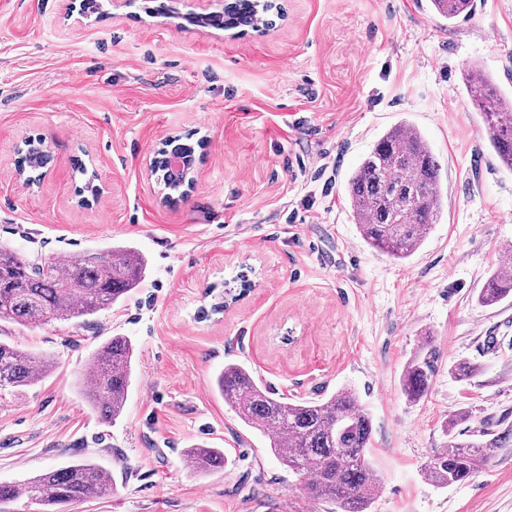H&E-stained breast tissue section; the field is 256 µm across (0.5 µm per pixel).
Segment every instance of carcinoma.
<instances>
[{
    "label": "carcinoma",
    "mask_w": 512,
    "mask_h": 512,
    "mask_svg": "<svg viewBox=\"0 0 512 512\" xmlns=\"http://www.w3.org/2000/svg\"><path fill=\"white\" fill-rule=\"evenodd\" d=\"M439 17L450 22L469 16L474 0H431ZM276 5L236 0L223 24L234 27L273 25L268 13ZM466 88L488 133L500 165L512 171V97L489 76L467 69ZM195 147L188 136L163 144L153 166L161 174L164 198L189 181ZM51 155L42 138L25 141L18 169L34 174ZM442 166L419 130L403 123L385 132L350 175L345 191L363 241L396 260L409 258L422 245L442 206ZM146 263L128 247L78 256H51L33 261L21 249L0 247V323L71 321L108 309L138 286ZM512 295V266L501 264L486 278L478 299L494 306ZM136 349L126 336H114L97 350L91 379L84 383L93 411L108 424L125 411L132 384ZM55 368L44 355L0 339V389L36 384ZM432 365L409 363L400 379L410 402L427 395ZM214 388L248 426L263 432L270 451L289 472L305 479L315 497L338 504L342 512H367L379 491L376 472L366 455L372 420L357 393L341 390L327 398H290L276 393L239 363L224 364ZM458 417L444 425L448 445L434 455L427 476L439 485L463 482L482 469L491 448L512 447V425L480 432L482 439L456 440ZM184 458L197 474L224 468V449L198 444ZM112 492V475L88 460L44 470L22 484L0 483V504L26 497L41 512H68V506Z\"/></svg>",
    "instance_id": "1"
}]
</instances>
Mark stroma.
I'll return each mask as SVG.
<instances>
[{
	"label": "stroma",
	"mask_w": 512,
	"mask_h": 512,
	"mask_svg": "<svg viewBox=\"0 0 512 512\" xmlns=\"http://www.w3.org/2000/svg\"><path fill=\"white\" fill-rule=\"evenodd\" d=\"M69 2L0 0V245L35 260L126 245L147 269L87 320L0 328L56 363L0 390V482L90 460L112 492L70 512H335L214 393L235 361L290 397L358 392L381 482L369 512H512V448L459 484L425 474L448 416L464 413L470 434L512 424V298L477 300L512 253V171L464 85L476 66L512 95V0H474L452 24L429 0H275L283 17L242 36L178 27L144 0L102 15ZM404 121L442 165L443 203L397 261L364 243L345 185ZM187 134L200 142L195 184L166 203L146 162ZM28 137L51 152L30 187L15 173ZM89 181L105 192L83 206ZM115 336L136 362L124 414L107 424L78 382ZM418 357L434 372L411 402L400 378ZM461 360L479 368L471 381L449 374ZM202 443L223 449V470L186 467L184 449Z\"/></svg>",
	"instance_id": "1"
}]
</instances>
